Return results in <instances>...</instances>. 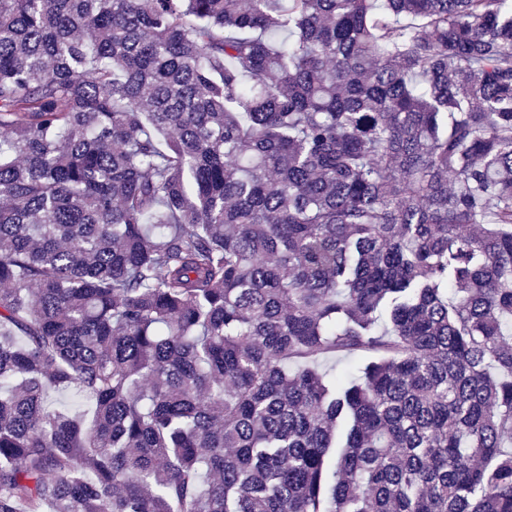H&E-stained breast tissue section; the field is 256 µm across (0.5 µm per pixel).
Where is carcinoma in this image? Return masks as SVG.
I'll return each mask as SVG.
<instances>
[{"instance_id": "1", "label": "carcinoma", "mask_w": 512, "mask_h": 512, "mask_svg": "<svg viewBox=\"0 0 512 512\" xmlns=\"http://www.w3.org/2000/svg\"><path fill=\"white\" fill-rule=\"evenodd\" d=\"M0 512H512V0H0Z\"/></svg>"}]
</instances>
